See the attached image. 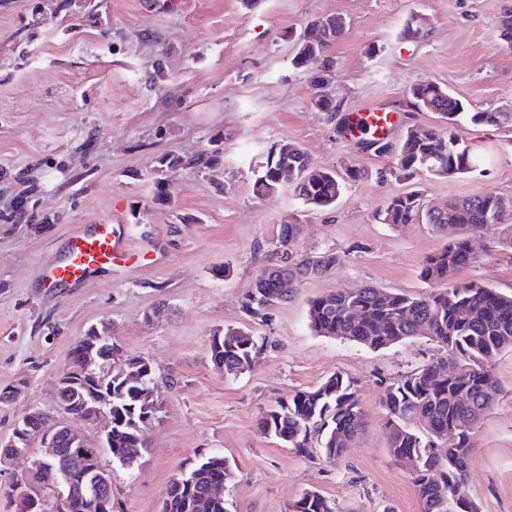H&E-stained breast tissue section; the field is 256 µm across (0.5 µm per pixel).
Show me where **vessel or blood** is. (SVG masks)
<instances>
[{"label":"vessel or blood","instance_id":"obj_1","mask_svg":"<svg viewBox=\"0 0 512 512\" xmlns=\"http://www.w3.org/2000/svg\"><path fill=\"white\" fill-rule=\"evenodd\" d=\"M393 126L392 113L366 108L347 115L344 135L350 139L365 133L385 137ZM134 258L126 236L113 224H82L69 237L65 260L44 266L42 279L51 288L60 283L79 285L96 274L126 266Z\"/></svg>","mask_w":512,"mask_h":512}]
</instances>
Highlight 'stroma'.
Listing matches in <instances>:
<instances>
[{"label":"stroma","instance_id":"obj_1","mask_svg":"<svg viewBox=\"0 0 512 512\" xmlns=\"http://www.w3.org/2000/svg\"><path fill=\"white\" fill-rule=\"evenodd\" d=\"M94 2L88 17L65 0L48 9L42 0H0V389L25 385L0 406V439L31 410L58 414L56 380L71 346L107 322L126 354L157 365L164 402L139 465L103 457L114 512H159L170 480L200 453L232 465L231 512H289L307 491L336 512H420L409 466L389 454L382 382L435 361L439 347L420 337L373 350L316 335L307 301L367 285L428 292L420 270L445 238L426 224L375 220L409 186L393 176L396 154L360 151L342 133L344 118L366 105L395 113L394 142L433 125V113L405 102L407 88L424 80L474 110L512 105V50L499 46L512 0H187L178 14L150 0ZM336 13L349 22L331 48L339 109L321 112L283 35ZM415 16L423 36L404 38ZM371 44L383 53L368 57ZM459 132L483 163L424 179L425 201L442 206L475 192L512 199V129L464 124ZM280 141L300 145L314 167L357 163L366 175L329 210L308 209L285 190L256 196L251 170ZM213 143L222 164L194 165ZM168 152L184 164L163 177L155 159ZM22 194L39 220L15 219ZM296 216L294 254L332 250L341 262L249 320L242 298L269 264L280 224ZM96 222L124 225L139 261L79 286L45 287L41 270L65 258L71 229ZM497 238L493 229L477 234L476 260L456 277L510 294L512 251ZM243 325L262 344L258 360L240 377L224 376L209 360V340ZM492 370L500 391L476 427L465 490L479 512H512V352ZM335 373L357 381L364 416L343 456L302 455L259 431L277 400Z\"/></svg>","mask_w":512,"mask_h":512}]
</instances>
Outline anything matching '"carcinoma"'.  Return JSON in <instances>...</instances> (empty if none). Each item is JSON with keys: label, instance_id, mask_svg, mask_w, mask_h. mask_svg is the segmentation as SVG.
I'll list each match as a JSON object with an SVG mask.
<instances>
[{"label": "carcinoma", "instance_id": "obj_1", "mask_svg": "<svg viewBox=\"0 0 512 512\" xmlns=\"http://www.w3.org/2000/svg\"><path fill=\"white\" fill-rule=\"evenodd\" d=\"M319 34L294 39L292 65L307 72L312 105L321 112H335L338 104L319 97L322 69L333 66L328 49L348 31L340 14L312 22ZM406 105L415 112H435L442 119L438 128L410 130L400 143L364 138L378 154L395 152V178L421 184L427 177H450L476 170L480 158L461 137L457 122L465 117L475 126L512 127V109L502 106L469 111L467 103L449 89L429 80L406 90ZM223 148L206 149L197 157L203 168L221 163ZM182 165L180 156L165 153L156 159L155 171L171 172ZM254 189L270 195L288 189L307 206L331 208L341 197L345 184L365 176L361 167L346 166L343 174L309 167L307 152L295 143L272 145L264 165L252 170ZM383 224L403 226L425 223L437 233L453 227L458 236L429 255L420 277L432 288L427 295L410 296L374 286L356 291L337 289L309 300L310 327L319 336L342 339L379 349L419 336L428 338L445 351L433 363L407 373L385 386L382 406L390 455L398 462L416 461L411 482L421 512H478L466 498L467 478L475 426L491 410L497 380L491 371L493 360L512 351V295H506L478 281H458L453 275L475 259L470 235L491 226L505 224L508 234L498 240L512 251V207L493 194L473 193L448 199L445 208H428L422 190L411 189L390 197L376 213ZM300 224H282L271 242L274 260L257 277L245 294L242 309L252 319L265 315L269 307L287 301L292 292L280 288L284 280L300 284L320 278L341 262L332 251L313 256L293 255L292 246ZM93 330L77 339L69 351V363L78 364L95 344ZM258 341L249 330L226 327L210 338L211 362L224 363V375L238 377L251 369ZM102 371L93 382H79L58 390L61 401L84 408L87 392L95 389L112 405V443L126 449L129 465L137 464L148 448L137 428L150 412L148 391L156 385L157 368L143 356L123 355L117 341L97 346ZM261 431L282 445L302 454L310 448L334 459L351 447L362 428V412L356 383L334 373L311 390H298L262 412ZM453 433L456 440L446 444ZM233 469L220 454H208L201 466H193L167 486L159 512H192L189 503L206 494L209 484L228 481ZM87 484L76 481L65 493V501L42 512H82ZM291 512H335L321 494L305 493L291 506Z\"/></svg>", "mask_w": 512, "mask_h": 512}]
</instances>
